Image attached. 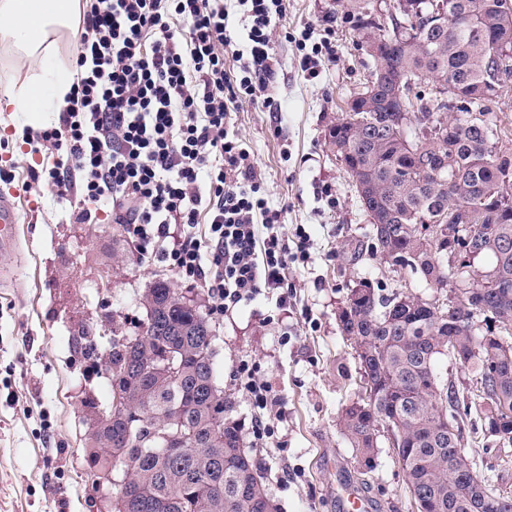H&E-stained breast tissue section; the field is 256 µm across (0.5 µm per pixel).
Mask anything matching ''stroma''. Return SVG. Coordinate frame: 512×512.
<instances>
[{
	"label": "stroma",
	"instance_id": "35a3bbf8",
	"mask_svg": "<svg viewBox=\"0 0 512 512\" xmlns=\"http://www.w3.org/2000/svg\"><path fill=\"white\" fill-rule=\"evenodd\" d=\"M362 0H284L275 43L279 80L270 89L277 111L243 100L227 128L249 150L269 203L284 208L286 233L304 225L313 240L308 266H290L295 290L287 310L259 295L232 319H215V366L245 446L266 477L278 512H343L337 480L369 499L371 512H414L403 471L388 442H381L373 472L361 474L337 417L358 396L355 353L336 315L363 278L390 291L432 297L418 276L395 269L365 241L368 218L352 180L328 143L349 99L370 81L371 60L352 41L349 24ZM335 19L333 62L306 80L297 42L303 29L321 34ZM41 69L0 41V89L37 88ZM57 113H0V191L15 193L21 215L11 285L0 286V512H110L113 488L98 481L85 458L90 403L106 406L112 385L102 359L77 347L86 335L107 348L104 329L128 331L143 319L138 301L155 280L209 311L206 288L181 281L153 261L123 225L111 203L96 218L76 224L69 203L35 179L21 147L23 127L54 126ZM329 186L328 205L317 189ZM257 363L283 401L279 446L256 444L257 410L235 387L240 361Z\"/></svg>",
	"mask_w": 512,
	"mask_h": 512
}]
</instances>
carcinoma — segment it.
Returning <instances> with one entry per match:
<instances>
[{
  "mask_svg": "<svg viewBox=\"0 0 512 512\" xmlns=\"http://www.w3.org/2000/svg\"><path fill=\"white\" fill-rule=\"evenodd\" d=\"M412 34L397 37L391 19L356 14L358 46L380 34L389 39L372 58L377 86L368 120L343 115L329 129L336 158L368 186L358 194L376 222L368 239L386 263L421 277L445 303L433 306L410 292L384 293L364 278L338 315L354 344L369 394L343 408L339 423L355 459H375L385 433L405 473L412 498L426 512H512V492L482 474L462 447L464 420L476 416L483 449L512 443V162L501 165V119L491 108L500 67V41L512 37V0H407ZM405 77L401 99L387 97L388 76ZM451 84L459 108L432 90ZM406 111L403 123H390ZM497 209L490 220L487 212ZM480 249L472 272L456 256ZM471 288L475 300L454 307L451 294ZM145 317L134 344L112 333L105 371L126 393L123 409L92 420L86 436L91 469L109 472L116 492L139 491L131 502L114 496L112 512H266L272 498L254 466L237 423L224 416L217 385L214 334L207 315L164 280L139 299ZM450 360L471 368L475 389L463 391L439 370ZM181 445L165 449L166 437ZM460 463L461 480L448 479Z\"/></svg>",
  "mask_w": 512,
  "mask_h": 512,
  "instance_id": "carcinoma-1",
  "label": "carcinoma"
}]
</instances>
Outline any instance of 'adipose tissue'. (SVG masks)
<instances>
[{
    "mask_svg": "<svg viewBox=\"0 0 512 512\" xmlns=\"http://www.w3.org/2000/svg\"><path fill=\"white\" fill-rule=\"evenodd\" d=\"M80 0H0V37L12 41L24 55L35 56L57 29L78 27ZM47 96L33 103V93L8 86L0 91V112H53L61 108L72 77L63 68L44 71Z\"/></svg>",
    "mask_w": 512,
    "mask_h": 512,
    "instance_id": "1",
    "label": "adipose tissue"
}]
</instances>
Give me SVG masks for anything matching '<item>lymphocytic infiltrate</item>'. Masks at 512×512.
Listing matches in <instances>:
<instances>
[{
	"mask_svg": "<svg viewBox=\"0 0 512 512\" xmlns=\"http://www.w3.org/2000/svg\"><path fill=\"white\" fill-rule=\"evenodd\" d=\"M244 36L224 0H93L73 58L75 82L55 127L23 129L31 153L56 150L49 184L79 182L72 217L111 201L116 223L140 245L161 244L160 262L204 285L211 314L228 316L266 291L286 307L288 265H307L310 237L282 233L249 152L226 125L242 99L269 101L279 72L273 56L282 0H236ZM239 64L227 71L226 60ZM207 235H197L199 213ZM257 364L233 376L262 417L256 440L274 438L281 402Z\"/></svg>",
	"mask_w": 512,
	"mask_h": 512,
	"instance_id": "lymphocytic-infiltrate-1",
	"label": "lymphocytic infiltrate"
}]
</instances>
